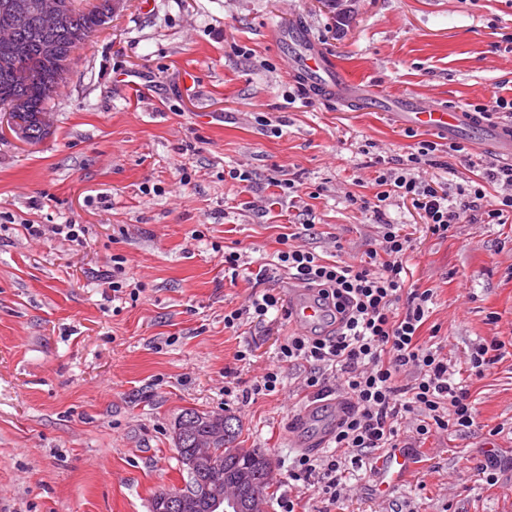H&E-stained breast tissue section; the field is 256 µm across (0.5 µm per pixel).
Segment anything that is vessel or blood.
<instances>
[{"instance_id":"obj_1","label":"vessel or blood","mask_w":512,"mask_h":512,"mask_svg":"<svg viewBox=\"0 0 512 512\" xmlns=\"http://www.w3.org/2000/svg\"><path fill=\"white\" fill-rule=\"evenodd\" d=\"M279 39L291 54L297 73L311 92L319 97L332 94L354 97L359 88L341 82L330 59L310 38L302 23H295L279 34ZM403 121L409 125L436 133L453 134L472 125L473 117L464 111H451L439 105H426L418 101L405 102L400 106ZM291 311L296 329L304 331L323 317V310L315 302L312 292L296 290L292 293ZM415 469L411 454L403 448L390 449L378 468L381 485L392 488L403 481Z\"/></svg>"}]
</instances>
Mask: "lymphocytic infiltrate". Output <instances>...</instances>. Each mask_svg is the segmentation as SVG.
I'll return each instance as SVG.
<instances>
[{
  "label": "lymphocytic infiltrate",
  "mask_w": 512,
  "mask_h": 512,
  "mask_svg": "<svg viewBox=\"0 0 512 512\" xmlns=\"http://www.w3.org/2000/svg\"><path fill=\"white\" fill-rule=\"evenodd\" d=\"M436 149L434 142L419 141L406 168L379 169L372 195H349L350 205L380 220L381 239L377 248L367 250L365 259L330 261L291 245L285 234L279 249L255 274L260 282L278 278L307 288L326 305L335 331L289 333L279 347V360L308 365L304 386L317 398L328 395L334 380L349 400L333 435L335 452L296 457L288 471L292 493L280 499L281 512H297L300 489L316 490L330 505L341 503L349 471L360 470L364 457L375 451L400 446L403 419H415L420 436L435 429L457 432L477 421L476 404L447 356L419 340L434 292L407 288L412 240L400 225L386 220L385 211L395 202L411 206L438 236L457 224H511L512 166L486 170L453 197L440 182L419 174ZM490 182L505 185V193L488 199ZM282 306L277 289H263L247 304L225 313L224 327L235 331L243 324L264 321ZM410 368L416 372L413 381L399 384L401 373Z\"/></svg>",
  "instance_id": "1"
}]
</instances>
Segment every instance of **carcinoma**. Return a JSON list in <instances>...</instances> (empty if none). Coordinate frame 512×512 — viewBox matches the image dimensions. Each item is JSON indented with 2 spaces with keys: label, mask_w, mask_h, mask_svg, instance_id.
Masks as SVG:
<instances>
[{
  "label": "carcinoma",
  "mask_w": 512,
  "mask_h": 512,
  "mask_svg": "<svg viewBox=\"0 0 512 512\" xmlns=\"http://www.w3.org/2000/svg\"><path fill=\"white\" fill-rule=\"evenodd\" d=\"M104 2L98 0L82 6L77 0H72L67 25L55 34H41L34 20L15 33L16 44L22 48V54L15 58L17 65L8 69L0 66V107L10 105L17 99L24 100L28 143L36 144L46 136L36 116L47 108L53 91L59 86L56 81L57 68L43 51L45 43L49 41L54 45L58 59H66L74 50V36L80 35L86 40L106 24L102 19ZM198 415L199 411L194 409H188L181 415L183 428L174 439L179 457L190 455L210 443L217 463V468L207 472L210 478L231 488L240 482L265 491L270 489V458L256 448L234 447L238 429L233 426V417L224 416V428L221 429L200 420Z\"/></svg>",
  "instance_id": "obj_1"
}]
</instances>
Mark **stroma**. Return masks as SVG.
Here are the masks:
<instances>
[{"label": "stroma", "mask_w": 512, "mask_h": 512, "mask_svg": "<svg viewBox=\"0 0 512 512\" xmlns=\"http://www.w3.org/2000/svg\"><path fill=\"white\" fill-rule=\"evenodd\" d=\"M298 17L376 103L308 91L276 40ZM493 94L512 98V0H351L342 18L333 0H123L74 51L49 134L0 137V512H150L183 484L173 428L188 409L235 416L237 447L272 462L278 495L265 512H279L305 369L279 363L289 320L225 329L257 287L247 270L225 278L223 247L258 264L307 212L314 233L298 245L361 258L381 233L346 195H372L376 156L395 168L417 141L435 142L426 172L452 192L492 161L472 129L410 131L395 101L464 108ZM452 140L469 159L449 155ZM386 218L413 241L410 283L434 291L421 336L465 377L479 417L422 439L402 421L413 477L386 495L358 471L342 512H390L396 500L410 512H512V224L441 237L405 207ZM60 224L84 225L82 241ZM116 255L138 300L112 293ZM492 339L503 359L470 375L473 347ZM245 348L251 359L237 361ZM277 366L284 390L246 399ZM490 457L493 484L478 470Z\"/></svg>", "instance_id": "obj_1"}]
</instances>
